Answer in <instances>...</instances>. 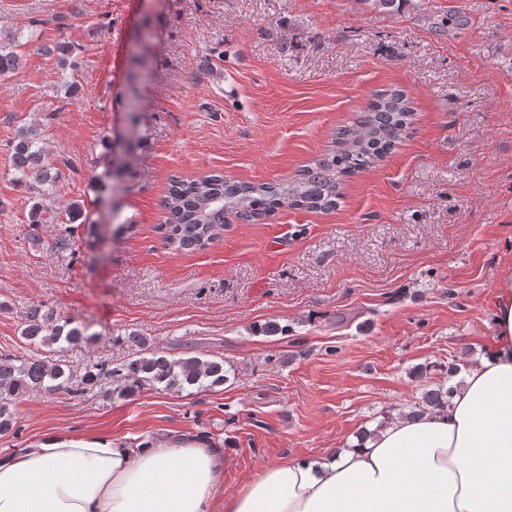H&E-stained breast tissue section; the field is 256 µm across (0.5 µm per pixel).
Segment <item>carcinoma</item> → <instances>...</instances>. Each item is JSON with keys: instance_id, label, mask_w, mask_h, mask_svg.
<instances>
[{"instance_id": "obj_1", "label": "carcinoma", "mask_w": 512, "mask_h": 512, "mask_svg": "<svg viewBox=\"0 0 512 512\" xmlns=\"http://www.w3.org/2000/svg\"><path fill=\"white\" fill-rule=\"evenodd\" d=\"M366 7L397 12L410 0H361ZM23 46L15 35L0 44V76L15 72ZM78 46L60 42L43 47L44 55L56 61L66 79L68 91L78 90ZM414 108L403 90L382 89L372 94L359 117L336 131L337 148L308 164L293 181L252 184L233 181L219 172L184 179H169L161 201L165 211L161 228L167 244L180 251H202L218 240L231 219L251 222L278 210L303 209L328 212L340 204L341 185L378 165L405 137L413 123ZM12 180L20 187L52 193L61 173L56 161L40 146L38 130L23 128L12 146ZM21 336L29 345L62 349L92 339L86 330L70 325L40 307L30 309ZM227 380L224 360L200 357H167L157 353L136 355L122 364L107 363L86 368L74 375L68 365L49 356L0 354V432L13 424L12 407L30 391H65L82 395L93 385H108L112 392L131 396L142 388L161 386L165 390L188 388L211 390ZM451 389H427L414 403L413 413L448 405Z\"/></svg>"}]
</instances>
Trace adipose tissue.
<instances>
[{"label":"adipose tissue","mask_w":512,"mask_h":512,"mask_svg":"<svg viewBox=\"0 0 512 512\" xmlns=\"http://www.w3.org/2000/svg\"><path fill=\"white\" fill-rule=\"evenodd\" d=\"M493 315L491 347L446 408L278 460L232 495L224 451L207 440L52 433L0 450V512H512V270Z\"/></svg>","instance_id":"ef3b65f1"}]
</instances>
